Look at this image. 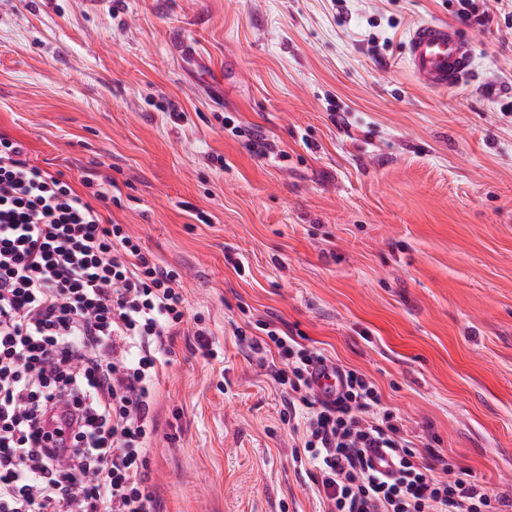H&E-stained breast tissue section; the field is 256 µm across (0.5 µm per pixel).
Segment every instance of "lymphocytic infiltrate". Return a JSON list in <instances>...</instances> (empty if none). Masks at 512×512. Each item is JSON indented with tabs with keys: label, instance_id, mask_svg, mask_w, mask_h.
<instances>
[{
	"label": "lymphocytic infiltrate",
	"instance_id": "obj_1",
	"mask_svg": "<svg viewBox=\"0 0 512 512\" xmlns=\"http://www.w3.org/2000/svg\"><path fill=\"white\" fill-rule=\"evenodd\" d=\"M81 183L0 135V512H160L146 456L155 381L187 313L180 275L105 220L107 188L89 174ZM238 336L277 353L283 413L302 427L324 512H512L416 448L363 373L338 368L339 390L322 397L320 351L272 321ZM372 448L391 471L375 468Z\"/></svg>",
	"mask_w": 512,
	"mask_h": 512
}]
</instances>
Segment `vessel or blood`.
<instances>
[{"label":"vessel or blood","mask_w":512,"mask_h":512,"mask_svg":"<svg viewBox=\"0 0 512 512\" xmlns=\"http://www.w3.org/2000/svg\"><path fill=\"white\" fill-rule=\"evenodd\" d=\"M473 54L472 42L458 26L430 20L411 29L405 61L420 84L443 89L457 84L469 71Z\"/></svg>","instance_id":"obj_1"}]
</instances>
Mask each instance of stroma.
Returning a JSON list of instances; mask_svg holds the SVG:
<instances>
[{"mask_svg": "<svg viewBox=\"0 0 512 512\" xmlns=\"http://www.w3.org/2000/svg\"><path fill=\"white\" fill-rule=\"evenodd\" d=\"M455 19L448 0H0V134L111 177L105 219L181 274L147 456L161 512H322L272 357L236 337L268 319L512 498V29L465 27L471 71L445 90L404 62L416 24Z\"/></svg>", "mask_w": 512, "mask_h": 512, "instance_id": "obj_1", "label": "stroma"}]
</instances>
